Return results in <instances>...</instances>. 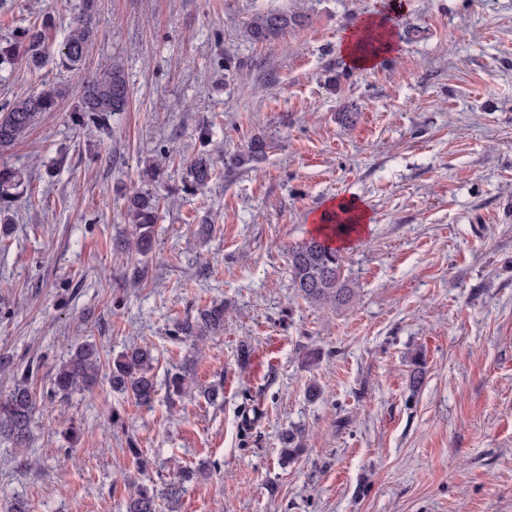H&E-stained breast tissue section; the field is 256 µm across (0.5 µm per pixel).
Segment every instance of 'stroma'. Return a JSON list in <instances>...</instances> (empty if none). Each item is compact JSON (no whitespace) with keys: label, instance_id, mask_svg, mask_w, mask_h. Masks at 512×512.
I'll list each match as a JSON object with an SVG mask.
<instances>
[{"label":"stroma","instance_id":"stroma-1","mask_svg":"<svg viewBox=\"0 0 512 512\" xmlns=\"http://www.w3.org/2000/svg\"><path fill=\"white\" fill-rule=\"evenodd\" d=\"M83 2L0 0V46L46 18L54 33L41 67L0 64V107L67 86L0 156L27 174L0 236V358L34 363L43 397L70 345L96 342L108 367L146 344L157 378L190 362L224 401L161 392L147 409L102 383L44 405L29 447L0 441V512L16 496L33 512H125L133 485L190 467L161 512H512V0H96L84 71L120 63L129 104L87 126L81 80L57 64ZM270 5L309 22L254 43ZM376 13L395 46L352 67L342 35ZM255 136L266 158L230 166ZM203 154L211 182L183 191ZM164 157L142 262L120 246L126 199ZM342 197L368 219L343 250L353 297L322 309L296 297L288 248ZM215 300L224 331L194 355L174 325ZM292 427L303 453L285 465Z\"/></svg>","mask_w":512,"mask_h":512}]
</instances>
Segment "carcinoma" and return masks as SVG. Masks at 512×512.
Returning a JSON list of instances; mask_svg holds the SVG:
<instances>
[{"label":"carcinoma","mask_w":512,"mask_h":512,"mask_svg":"<svg viewBox=\"0 0 512 512\" xmlns=\"http://www.w3.org/2000/svg\"><path fill=\"white\" fill-rule=\"evenodd\" d=\"M303 16L280 10L257 15L249 28L255 42H272L290 29L299 27ZM98 36L93 0H86L83 10L74 17L71 30L59 48L61 63L69 71L83 69L89 45ZM24 52L35 67L42 63L48 48L46 31L37 27L23 31ZM65 96V88L48 86L37 93L15 100L0 109V151L22 139L33 127L42 112H51ZM129 88L122 68L117 64L107 67L100 76L88 78L76 120L94 123L98 118L126 109ZM269 143L262 137L252 138L246 149L232 156L229 164L244 167L259 162L266 156ZM212 175V165L204 157L192 160L187 166L186 178L190 185L206 186ZM26 181L24 174L11 166L0 164V234L9 233L8 208L12 190ZM128 231L123 239L127 250L146 259L152 255L154 228L159 220V199L151 189L140 190L127 198ZM352 232V225L339 219L326 225L321 232L310 236L289 250L291 280L296 295L310 305L325 307L348 301L352 288L344 276L345 257L333 240ZM224 331V302L213 301L176 325V333L186 340L200 341ZM155 357L148 346L131 344L112 363L108 380L112 390L130 395L142 407H151L156 396ZM101 360L96 344L82 342L70 351L57 367L51 382L49 401L66 399L74 393H91L101 378ZM189 363L184 362L167 372L165 389L170 402L191 395ZM34 368L29 365L22 372L10 393L0 400V438L4 437L19 447L30 439L34 415L38 409L36 394L29 386ZM303 448L294 434L284 439L282 460L297 458ZM194 479V471L183 469L177 479L160 486L141 484L126 502V512H156L160 500H176L184 491V484Z\"/></svg>","instance_id":"cac0c4a2"}]
</instances>
